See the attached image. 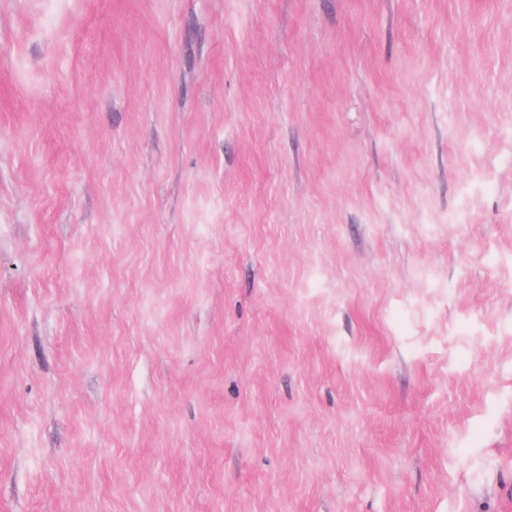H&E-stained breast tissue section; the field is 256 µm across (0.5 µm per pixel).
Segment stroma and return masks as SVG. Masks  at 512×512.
<instances>
[{"mask_svg": "<svg viewBox=\"0 0 512 512\" xmlns=\"http://www.w3.org/2000/svg\"><path fill=\"white\" fill-rule=\"evenodd\" d=\"M0 512H512V0H0Z\"/></svg>", "mask_w": 512, "mask_h": 512, "instance_id": "obj_1", "label": "stroma"}]
</instances>
